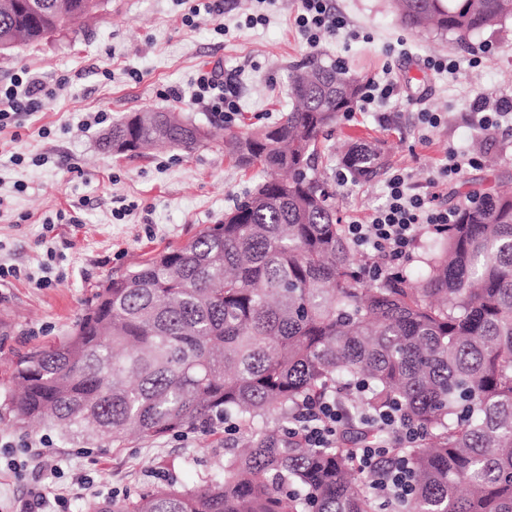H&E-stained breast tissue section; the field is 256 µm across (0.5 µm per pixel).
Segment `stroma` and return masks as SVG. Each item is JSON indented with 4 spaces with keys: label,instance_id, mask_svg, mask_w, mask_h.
<instances>
[{
    "label": "stroma",
    "instance_id": "obj_1",
    "mask_svg": "<svg viewBox=\"0 0 512 512\" xmlns=\"http://www.w3.org/2000/svg\"><path fill=\"white\" fill-rule=\"evenodd\" d=\"M333 4L350 28L324 36L315 48L296 25L298 0H275L264 9L266 24L244 30L237 24L256 9L255 0H224L223 15H200L192 27L183 22L184 0H106L78 35L0 56V82L21 68L50 83L69 78L53 101L26 119L17 146L28 158L47 156V163L0 161V196L10 203L0 217V264L20 271L0 288V313L8 318L0 325V512H16L34 487L44 489L47 512H93L114 497L168 483L192 488L222 473L237 441L222 421L155 439L132 436L118 447L74 441L54 427L20 422L8 410L11 369L28 350L70 336L108 281L219 223L236 200L254 190L262 173L236 168L219 135L270 125L287 112L293 65L319 57L364 81L394 80L401 90L370 110L339 118L321 144L317 164L334 179L342 223L368 222L383 203L394 170L406 173L418 192L436 191L441 208L451 211L468 203L471 190L512 183V128L484 135L463 119L477 95L512 99V20L474 36L486 58L473 67L453 36L402 26L389 0ZM220 24L228 34L216 33ZM429 56L459 60L460 68L435 74L421 65ZM214 65L239 89L240 110L228 124L189 99L198 70ZM170 87L182 91V101L162 97ZM423 110L441 113V125L422 132ZM147 111L185 113L212 127L217 138L190 153L159 147L144 155H113L98 147L103 126L85 125L99 112L115 122ZM360 139L382 148L384 171L364 184L337 182L344 142ZM454 149L467 150L480 162L437 183ZM50 220L56 226L47 234L43 226ZM50 249L59 255L56 262L47 260ZM47 263L52 283L43 288L35 280L45 275ZM40 443L49 444L57 467L48 480L24 462L26 445ZM11 459L17 462L12 470L4 466ZM80 476L86 479L81 487Z\"/></svg>",
    "mask_w": 512,
    "mask_h": 512
}]
</instances>
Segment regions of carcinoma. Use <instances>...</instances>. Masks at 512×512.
I'll use <instances>...</instances> for the list:
<instances>
[{
	"instance_id": "carcinoma-1",
	"label": "carcinoma",
	"mask_w": 512,
	"mask_h": 512,
	"mask_svg": "<svg viewBox=\"0 0 512 512\" xmlns=\"http://www.w3.org/2000/svg\"><path fill=\"white\" fill-rule=\"evenodd\" d=\"M32 21L0 0V52L60 41L104 0H37ZM412 31L458 43L512 18V0H394ZM362 82L314 63L291 76L295 105L271 126L224 135L236 167L266 179L224 221L96 293L65 341L15 361L10 406L72 439L158 437L221 416L245 433L224 477L111 501L110 512H376L357 470L363 428L330 448L260 432L304 398L339 400L352 419L396 405L428 439L388 449L413 469V512H512V194L472 191L426 261L368 285L315 168L319 136L352 111ZM134 135L193 151L208 129L177 112H134L100 137ZM385 166L376 145L343 157L354 182Z\"/></svg>"
}]
</instances>
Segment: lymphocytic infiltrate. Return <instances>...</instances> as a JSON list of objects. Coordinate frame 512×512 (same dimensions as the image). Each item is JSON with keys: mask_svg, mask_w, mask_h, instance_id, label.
<instances>
[{"mask_svg": "<svg viewBox=\"0 0 512 512\" xmlns=\"http://www.w3.org/2000/svg\"><path fill=\"white\" fill-rule=\"evenodd\" d=\"M296 23L312 47L319 46L325 34L338 33L349 25L347 17L336 11L331 0H300ZM55 96L52 85L29 77L24 70L14 74L10 81L0 83V133L9 132L10 143L21 142L24 117L42 111ZM191 99L227 121L238 110L237 91L225 81L224 71L218 66L199 71ZM467 120L473 130L483 134L512 126V101L476 98ZM454 218V213L437 205L435 195L413 192L407 174L397 170L388 178L385 201L374 210L370 222L347 224L344 232L355 251L382 257V264L367 270L369 277L380 279L391 276L397 266L411 258L424 231L445 227ZM292 423L293 432L305 444L327 448L349 425L350 418L340 403L308 398L302 413L294 416ZM368 425L380 431L381 436L358 448L357 466L374 470L370 488L373 498L403 503L409 481L407 473L400 469H377L376 462L389 442L412 446L419 441L420 433L396 408L382 412L369 420Z\"/></svg>", "mask_w": 512, "mask_h": 512, "instance_id": "1", "label": "lymphocytic infiltrate"}]
</instances>
